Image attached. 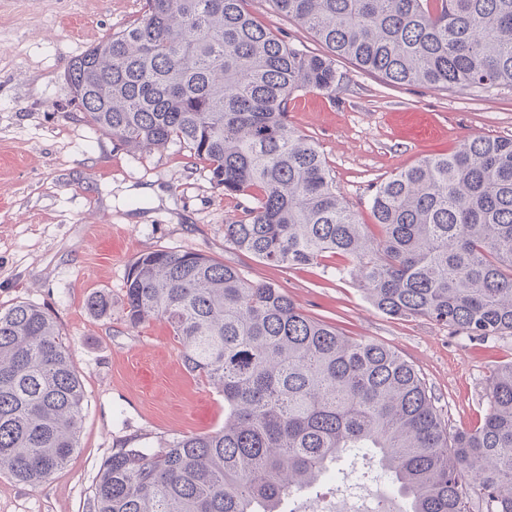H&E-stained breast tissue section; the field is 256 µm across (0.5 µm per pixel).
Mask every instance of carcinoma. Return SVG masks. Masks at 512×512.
I'll return each instance as SVG.
<instances>
[{"label": "carcinoma", "mask_w": 512, "mask_h": 512, "mask_svg": "<svg viewBox=\"0 0 512 512\" xmlns=\"http://www.w3.org/2000/svg\"><path fill=\"white\" fill-rule=\"evenodd\" d=\"M246 0H142L141 17L68 65L80 111L129 151L176 145L226 195H248L224 241L268 265H348L393 318L470 337L512 334V139L471 137L375 187L369 235L325 158L288 125L297 91H331L335 58L392 84L512 88V0H269L329 55H310ZM124 321H166L186 368L224 395V427L115 448L85 512H285L366 454L405 512H512V363L482 423L453 433L414 368L312 318L281 288L204 254L156 250L124 283ZM112 314L106 294L89 298ZM86 398L44 308L0 311V473L37 488L78 448ZM478 489L472 499L467 479Z\"/></svg>", "instance_id": "1"}]
</instances>
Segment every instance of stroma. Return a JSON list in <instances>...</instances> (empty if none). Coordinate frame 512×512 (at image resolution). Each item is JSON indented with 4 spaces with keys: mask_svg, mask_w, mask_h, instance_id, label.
Listing matches in <instances>:
<instances>
[{
    "mask_svg": "<svg viewBox=\"0 0 512 512\" xmlns=\"http://www.w3.org/2000/svg\"><path fill=\"white\" fill-rule=\"evenodd\" d=\"M246 10L310 54L325 45L268 0ZM141 15V0H0V310L29 302L50 310L86 395L78 448L38 488L0 473V512H83L112 449L224 425V398L190 373L167 323L129 328L125 275L140 254L174 248L208 255L253 282L280 287L310 317L344 335L382 343L425 380L450 430L488 412L487 379L512 362V335L473 339L428 318L397 319L367 300L327 256L288 269L224 241L225 224L249 202L225 195L203 161L177 146L130 152L89 122L65 79L70 61ZM330 93L298 91L288 123L317 145L345 202L372 236L376 184L468 137H512V89L449 91L395 85L336 61ZM143 187L165 194L160 205ZM144 213L143 222L130 220ZM112 299L94 316L92 295Z\"/></svg>",
    "mask_w": 512,
    "mask_h": 512,
    "instance_id": "35a3bbf8",
    "label": "stroma"
}]
</instances>
